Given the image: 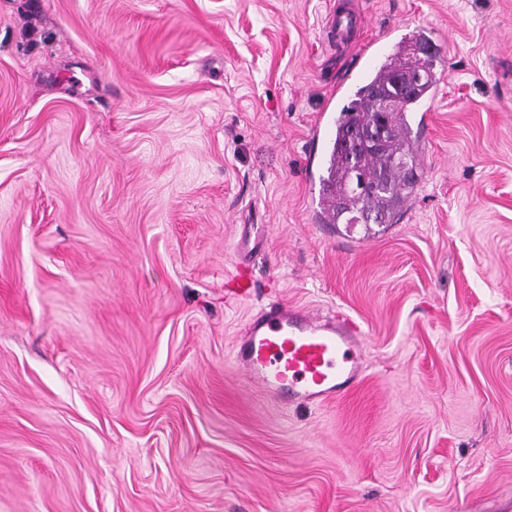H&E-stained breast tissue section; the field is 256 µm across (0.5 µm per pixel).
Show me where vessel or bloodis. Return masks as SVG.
<instances>
[{"label": "vessel or blood", "instance_id": "b4317fda", "mask_svg": "<svg viewBox=\"0 0 512 512\" xmlns=\"http://www.w3.org/2000/svg\"><path fill=\"white\" fill-rule=\"evenodd\" d=\"M360 338L349 318L323 322L306 310L274 304L250 322L236 357L249 381L267 395L322 404L357 385Z\"/></svg>", "mask_w": 512, "mask_h": 512}]
</instances>
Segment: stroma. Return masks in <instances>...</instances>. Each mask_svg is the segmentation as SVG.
Here are the masks:
<instances>
[{
    "instance_id": "35a3bbf8",
    "label": "stroma",
    "mask_w": 512,
    "mask_h": 512,
    "mask_svg": "<svg viewBox=\"0 0 512 512\" xmlns=\"http://www.w3.org/2000/svg\"><path fill=\"white\" fill-rule=\"evenodd\" d=\"M418 33L414 198L322 223L338 113ZM273 302L359 324L353 392L248 385ZM0 512H512V0H0Z\"/></svg>"
}]
</instances>
